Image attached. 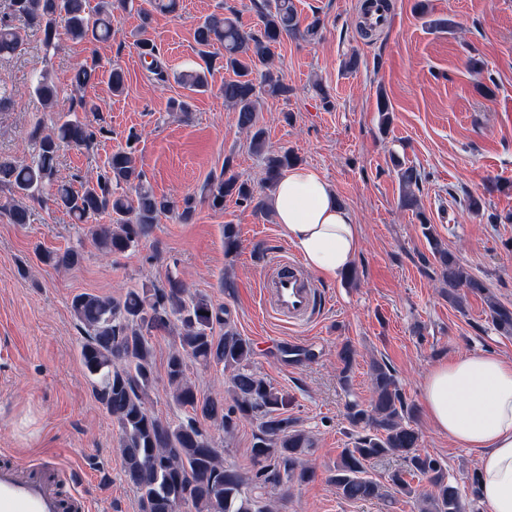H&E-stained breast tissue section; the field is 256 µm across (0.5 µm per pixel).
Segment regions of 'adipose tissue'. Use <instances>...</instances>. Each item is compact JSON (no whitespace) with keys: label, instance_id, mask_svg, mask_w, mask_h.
I'll use <instances>...</instances> for the list:
<instances>
[{"label":"adipose tissue","instance_id":"obj_1","mask_svg":"<svg viewBox=\"0 0 512 512\" xmlns=\"http://www.w3.org/2000/svg\"><path fill=\"white\" fill-rule=\"evenodd\" d=\"M271 206L309 270L332 280L349 270L359 249V227L316 169L288 168ZM423 404L436 431L476 453L488 512H512V362L488 353L437 362L424 379Z\"/></svg>","mask_w":512,"mask_h":512}]
</instances>
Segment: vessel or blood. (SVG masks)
Returning <instances> with one entry per match:
<instances>
[{"mask_svg": "<svg viewBox=\"0 0 512 512\" xmlns=\"http://www.w3.org/2000/svg\"><path fill=\"white\" fill-rule=\"evenodd\" d=\"M261 297L267 309L299 325L314 321L320 313L313 278L291 260L273 266ZM0 512H91V504L69 485L57 458L20 459L4 449L0 451Z\"/></svg>", "mask_w": 512, "mask_h": 512, "instance_id": "1", "label": "vessel or blood"}]
</instances>
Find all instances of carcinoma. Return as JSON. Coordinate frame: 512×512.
Here are the masks:
<instances>
[{"label": "carcinoma", "mask_w": 512, "mask_h": 512, "mask_svg": "<svg viewBox=\"0 0 512 512\" xmlns=\"http://www.w3.org/2000/svg\"><path fill=\"white\" fill-rule=\"evenodd\" d=\"M132 2L100 0L94 19L87 13V0H9V9L26 27L42 32L44 45L51 48L59 38L58 16L65 15L71 39L94 44L112 38L117 13L129 11ZM373 8L386 12L389 0H366L363 5L359 29L368 39L377 31L376 25L366 22ZM297 30L293 0H266L257 31L244 29L235 17L213 13L195 29L201 62L176 76L177 82L189 91H205L212 65L206 48L216 42L224 46V70L229 74L222 88L224 103L238 113V126L249 135V150L263 162L262 186L270 192L296 159L288 151L268 148L265 132L258 125V112L262 95L284 93L287 87L277 71H265L258 84L251 75L256 63L270 57L272 46ZM21 38L20 28L1 20L0 56L12 53ZM137 47L140 56L148 60L149 72L160 81L166 80L157 45L142 36ZM95 72L96 66L83 65L74 75L73 92L77 97L73 101L84 112L98 111L96 103L81 95ZM33 85L44 105L54 108L59 91L49 72H39ZM108 133L102 126L94 129L77 118L60 119L49 129L35 126L29 134L35 145L31 161L0 158V188H9L13 196L0 205L9 221L28 224L29 203H45L44 191L53 182L63 148L87 147ZM136 140L138 135L130 134L127 148L112 152L103 167L80 179V188L61 183L51 194L52 205L66 212L76 224L100 215L109 217L110 223L89 227L93 244L106 255L124 253L148 237L163 213H176L184 224L192 222L196 214L195 197L187 196L178 205L156 195L145 184L132 148ZM393 160L404 189L401 204L414 211L418 209L414 189L424 174L414 166H402L396 156ZM229 166L230 160H224V170L207 180L205 200L209 206L221 210L224 199L234 197L240 204L266 210L265 198L257 195L250 183L226 175ZM421 225L432 255L430 259L423 258V262L433 264L434 274L444 284L448 304L461 310L466 294L488 293L483 281L432 235L426 219H421ZM39 259L56 268H73L81 263L83 255L77 249L44 250L39 252ZM70 308L83 332L81 363L95 384L97 400L118 425L124 472L138 493L140 512H173L172 504L177 499L184 500L190 512H264L244 494L242 475L224 466L222 453L199 426L201 419L226 433L242 420L259 421L251 454L258 466L256 476L262 482L277 486L284 481L306 482L311 478L304 462L311 448L310 437L285 415L284 396L249 369L251 343L224 324V308L215 307L205 295L191 293L178 274L169 272L161 287L144 283L132 288L119 300L109 295L78 293L72 297ZM488 317L494 330L512 336V305L490 299ZM216 324L224 326L220 336L213 333ZM162 331L174 336L166 363L169 395L178 406L192 412V416L178 422L153 414L147 406L148 391L155 384L154 338ZM339 358L340 381L348 389L352 385L354 349L344 345ZM190 361L220 367L228 373L231 406L224 407L222 397H200L188 376ZM370 375V406L363 408L353 402L346 407L348 423L353 427L364 425L370 433L359 438L354 447L343 449L337 458L333 482L339 494L352 501H368L387 498L395 492L415 497L419 512H461L458 488L445 466L420 453V433L411 425L414 413L404 400L395 375L387 364L377 360L371 364ZM388 456L401 458L407 470L393 472L385 485L367 475V464ZM407 473L421 477L425 486L412 487L405 478Z\"/></svg>", "instance_id": "1"}]
</instances>
